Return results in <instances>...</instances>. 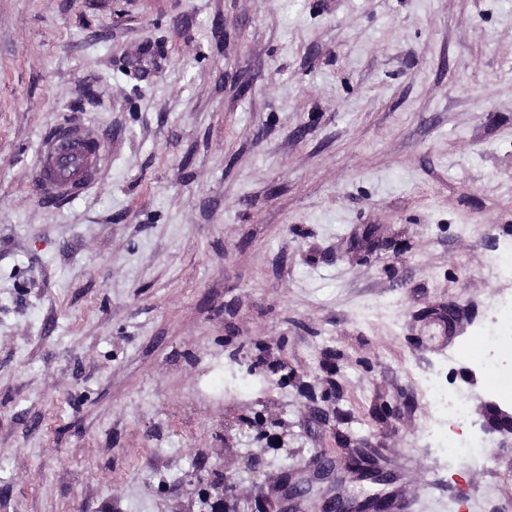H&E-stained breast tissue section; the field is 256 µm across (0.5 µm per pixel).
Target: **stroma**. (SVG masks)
Listing matches in <instances>:
<instances>
[{"mask_svg":"<svg viewBox=\"0 0 512 512\" xmlns=\"http://www.w3.org/2000/svg\"><path fill=\"white\" fill-rule=\"evenodd\" d=\"M70 121L108 159L54 206ZM507 253L512 0H0V512H200L193 471L236 512H512L511 449L421 436L427 378L512 410ZM61 133L94 140L88 132L77 128L56 127L42 137L33 180L38 195L53 205L66 204L82 197L94 184L102 157L100 146L81 160L62 156L59 151ZM483 365L493 375L504 382L512 380V362L502 356H493L502 352L506 344H512V302L497 304L480 336ZM428 436L452 457L473 459L480 448L479 442L473 436L463 433H445L430 429Z\"/></svg>","mask_w":512,"mask_h":512,"instance_id":"1","label":"stroma"}]
</instances>
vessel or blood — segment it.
Segmentation results:
<instances>
[{
    "mask_svg": "<svg viewBox=\"0 0 512 512\" xmlns=\"http://www.w3.org/2000/svg\"><path fill=\"white\" fill-rule=\"evenodd\" d=\"M61 141V131L57 128L43 136L33 176L38 195L53 205L82 197L93 185L102 157L98 150L80 159L63 157L59 151Z\"/></svg>",
    "mask_w": 512,
    "mask_h": 512,
    "instance_id": "obj_1",
    "label": "vessel or blood"
}]
</instances>
